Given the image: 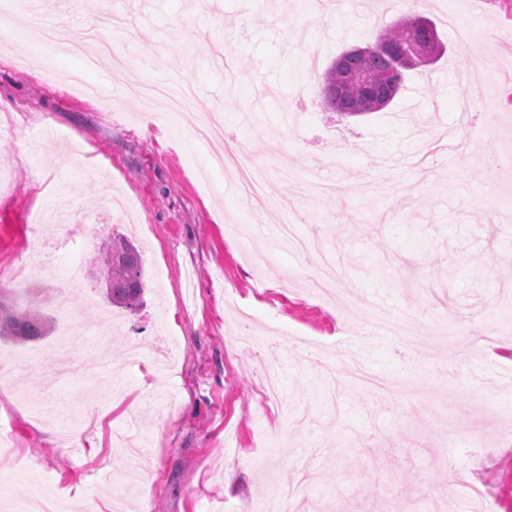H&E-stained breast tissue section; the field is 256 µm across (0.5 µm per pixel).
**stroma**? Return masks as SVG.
<instances>
[{"label": "stroma", "mask_w": 512, "mask_h": 512, "mask_svg": "<svg viewBox=\"0 0 512 512\" xmlns=\"http://www.w3.org/2000/svg\"><path fill=\"white\" fill-rule=\"evenodd\" d=\"M38 4L39 25L0 44V304L53 330L0 338V427L22 451L0 453V512L36 492L106 512L121 473L142 469L128 512H261L285 466L305 477L295 512H479L449 493L458 478L512 512V359L472 343L493 329L512 343V165L483 176L486 155L512 158V101L487 74L512 77V15L427 0L443 57L390 109L345 117L324 109L321 76L401 18L393 0ZM452 10L480 18L475 44L449 29ZM48 27L73 45L49 65L101 96L15 64L46 56ZM88 28L132 29L122 75L107 56L84 68ZM170 77L223 118V148L256 139L259 196L196 139L200 113L145 111L139 87ZM289 222L335 251L346 287L316 288L315 257L278 234ZM118 234L142 255L134 308L90 275ZM378 313L414 315L411 340L376 330ZM440 323L453 336L432 338ZM162 336L165 370L151 362ZM270 372L307 425L263 410Z\"/></svg>", "instance_id": "35a3bbf8"}]
</instances>
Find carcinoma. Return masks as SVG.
Here are the masks:
<instances>
[{"mask_svg": "<svg viewBox=\"0 0 512 512\" xmlns=\"http://www.w3.org/2000/svg\"><path fill=\"white\" fill-rule=\"evenodd\" d=\"M423 37V34L394 23L380 32L376 40L394 44H407ZM392 62L378 54H370L355 59L343 68L334 63L322 76V90L332 87L343 88L347 116H363L382 110L375 103L368 86L355 78L352 72L364 69L373 73H383L390 69ZM105 263L101 271L106 273V295L109 302L117 307L130 308L139 302L145 287L141 255L137 248L122 236L112 238V244L103 246ZM48 333V325L39 313L31 310L23 312L0 311V337L17 341L41 338Z\"/></svg>", "mask_w": 512, "mask_h": 512, "instance_id": "obj_1", "label": "carcinoma"}]
</instances>
